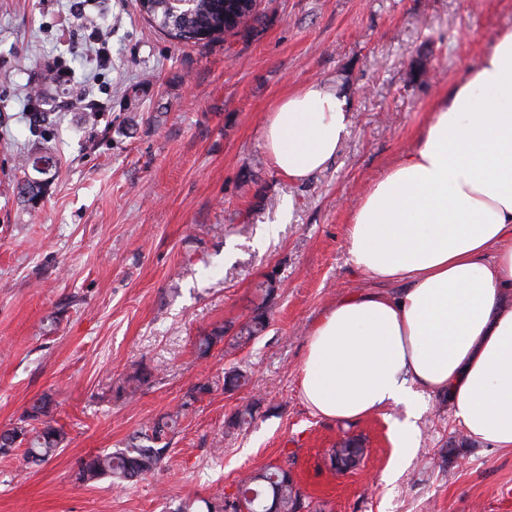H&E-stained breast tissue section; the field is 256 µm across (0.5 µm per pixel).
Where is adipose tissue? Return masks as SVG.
Returning a JSON list of instances; mask_svg holds the SVG:
<instances>
[{
    "mask_svg": "<svg viewBox=\"0 0 512 512\" xmlns=\"http://www.w3.org/2000/svg\"><path fill=\"white\" fill-rule=\"evenodd\" d=\"M349 126L345 97L318 82L270 113L274 167L305 180ZM351 264L389 284L342 296L310 333L306 406L332 422L402 408L397 460L419 444L423 392L447 394L468 435L512 452V29L439 89L414 147L352 210Z\"/></svg>",
    "mask_w": 512,
    "mask_h": 512,
    "instance_id": "obj_1",
    "label": "adipose tissue"
}]
</instances>
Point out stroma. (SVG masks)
<instances>
[{"instance_id":"1","label":"stroma","mask_w":512,"mask_h":512,"mask_svg":"<svg viewBox=\"0 0 512 512\" xmlns=\"http://www.w3.org/2000/svg\"><path fill=\"white\" fill-rule=\"evenodd\" d=\"M71 3L0 0V429L46 395L66 434L36 467L22 449L0 455V512H176L284 459L322 512H512V453L471 439L447 397L423 394L419 446L399 462L389 427L402 409L331 422L299 388L316 321L376 285L349 261L352 206L414 146L439 88L512 28V0H260L253 29L206 45L155 31L136 0H87L65 37ZM48 59L72 75L43 98L35 132ZM311 81L346 97L351 123L335 159L295 183L264 127L288 88ZM84 91L105 105L90 123L71 104ZM43 154L55 167L32 205L18 187L39 175L18 158ZM270 275L263 335L200 356L199 337L237 332ZM142 363L150 386L114 399ZM232 369L247 385L200 396L153 473L76 481L80 458L123 447ZM249 403L253 420L226 433ZM347 437L364 457L340 472L329 450Z\"/></svg>"}]
</instances>
